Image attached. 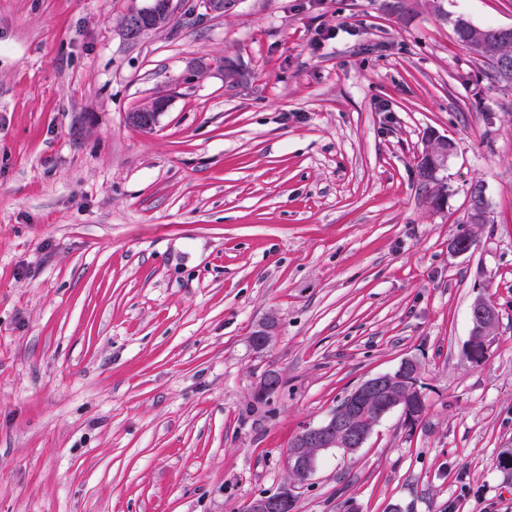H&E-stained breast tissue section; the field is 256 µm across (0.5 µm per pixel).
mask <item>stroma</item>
I'll return each mask as SVG.
<instances>
[{
	"label": "stroma",
	"mask_w": 512,
	"mask_h": 512,
	"mask_svg": "<svg viewBox=\"0 0 512 512\" xmlns=\"http://www.w3.org/2000/svg\"><path fill=\"white\" fill-rule=\"evenodd\" d=\"M150 3L0 0V512H243L407 357L423 418L324 452L297 512H512V86L453 29L512 0H235L125 42ZM431 141V147L425 155L429 160L431 168L437 173L447 166L448 151L451 149V145L448 144V140L435 136L431 137ZM471 188V187H470ZM487 202L482 184H473L468 199L467 220L470 224L488 223ZM498 321L495 306L484 298H479L471 309V333L464 354L473 362H481L487 350L488 337Z\"/></svg>",
	"instance_id": "1"
}]
</instances>
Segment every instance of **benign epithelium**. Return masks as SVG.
<instances>
[{"mask_svg": "<svg viewBox=\"0 0 512 512\" xmlns=\"http://www.w3.org/2000/svg\"><path fill=\"white\" fill-rule=\"evenodd\" d=\"M174 0H156L147 11L125 16L121 34L129 43L139 42L147 27L158 28L172 18ZM164 103L156 101L142 108L133 122L143 126L155 123ZM434 172L448 164V140L431 137L426 152ZM468 223H488L484 186L475 184L469 192ZM498 321L495 306L484 298L471 309V333L464 354L473 362L482 361L487 350L488 337ZM419 364L413 358L404 359L393 372L378 373L361 381L343 400L339 410L332 412L317 425H308L292 441L288 450V468L296 471L301 480L283 487L273 494L251 498L243 512H296L297 493L315 473L320 455L330 449L354 453L364 446L375 427L395 410L406 411L408 395L419 390Z\"/></svg>", "mask_w": 512, "mask_h": 512, "instance_id": "1", "label": "benign epithelium"}]
</instances>
